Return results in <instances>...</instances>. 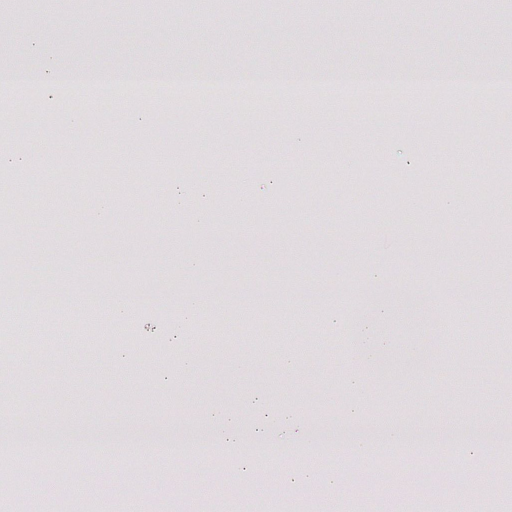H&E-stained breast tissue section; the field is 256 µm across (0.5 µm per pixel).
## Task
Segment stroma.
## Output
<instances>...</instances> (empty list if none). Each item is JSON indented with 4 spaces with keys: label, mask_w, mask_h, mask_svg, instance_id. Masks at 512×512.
Returning <instances> with one entry per match:
<instances>
[{
    "label": "stroma",
    "mask_w": 512,
    "mask_h": 512,
    "mask_svg": "<svg viewBox=\"0 0 512 512\" xmlns=\"http://www.w3.org/2000/svg\"><path fill=\"white\" fill-rule=\"evenodd\" d=\"M479 2L465 0L451 14L438 5L396 11L389 0H361L354 15L308 0H251L245 9L216 0L201 23L188 2L165 9L96 0L77 11L68 0H29L6 24L26 48L22 68L51 57L90 70L138 58L204 71L512 68V56L500 53L512 44V8ZM36 31L43 40L33 45ZM199 109L208 120H197ZM481 109L459 89L437 110L422 97L375 113L341 102L271 120L259 103L159 96L129 112L101 113L93 124L47 85L31 104L0 102V113L29 116L20 155L9 149L15 122L0 125V226H14L21 244L0 253V276H12L19 260L27 271L9 302L64 299L79 280L133 301L148 325L115 336L110 325H86L74 303L66 325L83 337L81 351L0 338V424L51 434L63 418L105 432L123 419L150 443L170 433L220 449L229 413L235 445L253 450L251 471L232 457L220 481L207 457L158 468L145 454L100 465L77 494L68 480L53 479L54 464L33 459L19 468L0 454L7 479L0 498L14 512H57L61 504L68 512H464V496L481 491L488 512H512L501 496L512 490V470L499 456L512 427L497 424L512 413V363L481 345L500 335L497 315L512 306V289H480L489 270L512 282V254L502 247L512 239V115L475 121ZM451 126L466 136L443 137ZM294 127L307 148L289 139ZM161 153L170 168L153 167ZM19 180L30 186L20 212L11 192ZM49 189L69 202L50 218ZM476 192L478 209L470 205ZM105 204L108 223L99 219ZM376 289L392 303L378 327L379 359L417 352L421 363L365 372L356 390L347 362L311 372V357L336 339L333 320L361 311ZM202 299L207 309L184 321L186 305ZM287 318L306 343L281 335ZM452 318L469 320L470 344L448 339ZM205 322L221 332L200 335ZM290 351L299 357L292 367L283 362ZM280 412L292 413L303 433L271 464L263 451L282 446ZM455 420L497 424L465 466L437 454ZM389 424L420 441V465L383 467L375 454L336 453L325 464L343 478L336 487L282 484L288 471L307 468L315 448L349 445L351 428L381 447Z\"/></svg>",
    "instance_id": "1"
}]
</instances>
